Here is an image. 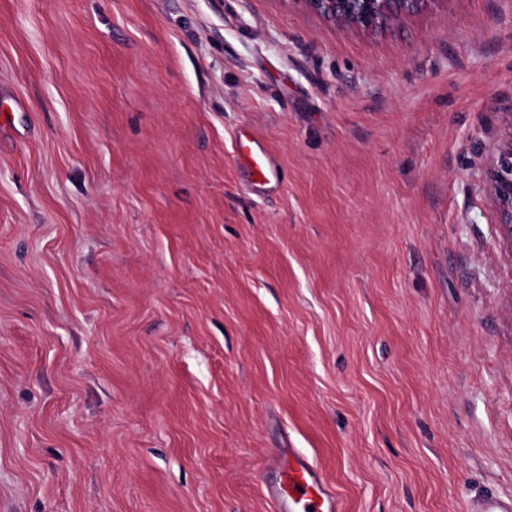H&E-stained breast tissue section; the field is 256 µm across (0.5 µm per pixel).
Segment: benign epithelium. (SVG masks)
<instances>
[{
	"mask_svg": "<svg viewBox=\"0 0 512 512\" xmlns=\"http://www.w3.org/2000/svg\"><path fill=\"white\" fill-rule=\"evenodd\" d=\"M323 20L362 31H377L428 9L435 0H298ZM509 133L490 156L486 187L495 207L497 224L512 242V113Z\"/></svg>",
	"mask_w": 512,
	"mask_h": 512,
	"instance_id": "1",
	"label": "benign epithelium"
}]
</instances>
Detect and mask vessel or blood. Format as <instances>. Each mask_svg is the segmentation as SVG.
<instances>
[{
	"label": "vessel or blood",
	"instance_id": "obj_1",
	"mask_svg": "<svg viewBox=\"0 0 512 512\" xmlns=\"http://www.w3.org/2000/svg\"><path fill=\"white\" fill-rule=\"evenodd\" d=\"M239 158L248 162L252 173L269 178L271 161L264 146L250 133H240L237 138ZM283 481L273 492V500L288 499L300 512H340L336 495L326 489L316 478L314 463L302 453L289 455L281 461ZM467 512H512V498L490 494L470 503Z\"/></svg>",
	"mask_w": 512,
	"mask_h": 512
}]
</instances>
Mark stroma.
<instances>
[{"instance_id":"35a3bbf8","label":"stroma","mask_w":512,"mask_h":512,"mask_svg":"<svg viewBox=\"0 0 512 512\" xmlns=\"http://www.w3.org/2000/svg\"><path fill=\"white\" fill-rule=\"evenodd\" d=\"M510 110L512 0H0V512L512 497ZM323 20L377 31L427 10L436 0H296ZM506 113L509 133L488 160L486 187L496 210L497 223L512 243V113ZM238 157L248 162L258 182H265L272 174L271 161L264 146L250 133L242 132L237 138ZM261 175V179L256 178ZM280 469L284 479L273 492V500L287 498L300 509L299 512H340L336 494L316 479V466L308 456L288 453V458L280 461Z\"/></svg>"}]
</instances>
